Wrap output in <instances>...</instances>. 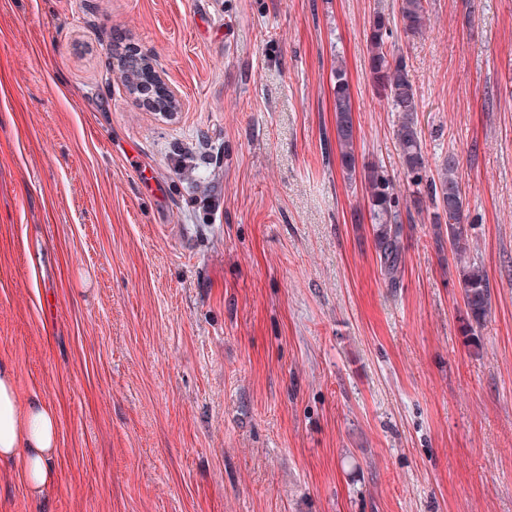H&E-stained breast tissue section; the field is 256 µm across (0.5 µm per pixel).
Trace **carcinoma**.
<instances>
[{"label":"carcinoma","instance_id":"1","mask_svg":"<svg viewBox=\"0 0 512 512\" xmlns=\"http://www.w3.org/2000/svg\"><path fill=\"white\" fill-rule=\"evenodd\" d=\"M428 22L426 0H397V10L392 13L375 12L365 32L372 86L391 111L398 113L394 135L402 168L411 187L410 206L406 207V212H401L399 197L388 172L377 164L358 163L354 150L355 127L349 82L340 66L336 67L333 75L336 142L342 168L347 179L360 178L371 223L375 224V246L381 267L393 281L402 262V215L410 219L414 212L424 214L429 223L438 227L446 225L445 232L435 237V244L441 251L450 248L456 259L465 250L467 240L462 177L456 158L448 156L437 177L423 180L427 164L419 129V100L406 57L395 50L393 44L394 34L399 32L406 38H416L423 34ZM117 69L133 99L149 98L164 114L177 110L178 101L158 94L153 76L155 67L150 56L136 52L131 58L118 61ZM459 275L466 314L478 324L489 309V283L485 274L475 267L464 266L460 268Z\"/></svg>","mask_w":512,"mask_h":512}]
</instances>
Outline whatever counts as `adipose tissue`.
Listing matches in <instances>:
<instances>
[{"label": "adipose tissue", "instance_id": "ef3b65f1", "mask_svg": "<svg viewBox=\"0 0 512 512\" xmlns=\"http://www.w3.org/2000/svg\"><path fill=\"white\" fill-rule=\"evenodd\" d=\"M59 420L39 396L19 401L12 367L0 362V461L22 457V479L40 495L56 477Z\"/></svg>", "mask_w": 512, "mask_h": 512}]
</instances>
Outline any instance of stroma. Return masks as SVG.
Returning a JSON list of instances; mask_svg holds the SVG:
<instances>
[{"mask_svg":"<svg viewBox=\"0 0 512 512\" xmlns=\"http://www.w3.org/2000/svg\"><path fill=\"white\" fill-rule=\"evenodd\" d=\"M395 0H0V360L58 476L0 512H512V0H427L428 176L460 162L487 316L403 222L389 281L336 143L407 180L364 34ZM179 92L137 105L115 34ZM333 110L336 112V142L340 150L342 168L348 180H356L358 160L354 150L355 127L351 93L345 70L338 66L334 71Z\"/></svg>","mask_w":512,"mask_h":512,"instance_id":"35a3bbf8","label":"stroma"}]
</instances>
